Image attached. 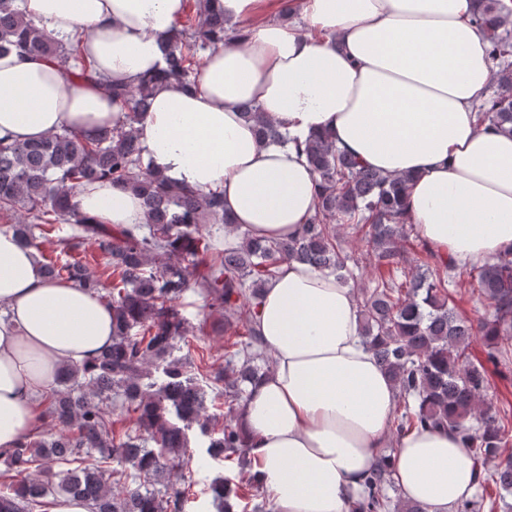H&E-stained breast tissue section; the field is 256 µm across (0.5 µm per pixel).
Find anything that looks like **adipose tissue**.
Wrapping results in <instances>:
<instances>
[{
    "label": "adipose tissue",
    "mask_w": 512,
    "mask_h": 512,
    "mask_svg": "<svg viewBox=\"0 0 512 512\" xmlns=\"http://www.w3.org/2000/svg\"><path fill=\"white\" fill-rule=\"evenodd\" d=\"M269 0H211L238 23L190 82H160L136 124L144 163L170 182L224 192L239 231L297 237L317 189L296 145L330 132L338 149L386 176L409 175L406 211L435 251L466 266L512 249V135L478 120L494 81L473 0H293L298 22L256 16ZM48 35L81 34L80 52L104 83L67 81L56 61L0 57V138L23 143L68 128L86 135L123 122L106 82L137 85L165 67L163 48L186 0H22ZM258 105L288 144L259 141L242 113ZM78 210L105 224H142L130 189L78 190ZM0 448L39 423L38 398L61 368L112 343L97 295L46 279L34 248L0 231ZM254 328L273 363L248 387L239 419L249 470L273 512H347L391 447L404 499L452 512L477 488L478 464L448 430L392 434L394 383L363 339L356 291L328 272L281 263Z\"/></svg>",
    "instance_id": "adipose-tissue-1"
}]
</instances>
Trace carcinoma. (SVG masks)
<instances>
[{
	"label": "carcinoma",
	"instance_id": "cac0c4a2",
	"mask_svg": "<svg viewBox=\"0 0 512 512\" xmlns=\"http://www.w3.org/2000/svg\"><path fill=\"white\" fill-rule=\"evenodd\" d=\"M22 0H0V54L50 57L70 80H98L74 43L47 35L25 18ZM474 21L486 34L496 61L497 92L480 106V120L512 135V7L504 0H475ZM224 14L197 0L196 16L179 22L166 52L163 77L190 81L200 51L224 43ZM157 77L127 88L109 84L112 102L126 122L94 137L63 128L36 142L0 141V218L5 229L33 246L36 232H54L59 252L43 260L49 280H64L99 295L112 309V346L89 366L57 374V389L46 399L39 430L15 448L0 451V512H44L46 498L85 500L89 512H185L186 492L177 477L187 464L192 437L205 440L212 457L247 451L237 424L246 384L269 370L253 319L265 283L288 260L336 275L361 292L363 336L394 382L399 405L394 433L423 426L457 431L479 460H494L481 471L476 497L455 512H496L497 500L512 496V412L483 403L488 365L512 360V251L467 273L471 292L489 302V316L475 325L450 306L449 284L462 275L405 222L402 198L410 176H383L336 148L329 136L305 144L304 153L319 193L315 213L300 236L279 242L251 239L240 232L238 247L217 249L203 229L227 228L224 193H201L169 183L143 166L134 123L149 110ZM263 142L286 143L279 127L263 120L259 107L245 105ZM108 180L140 197L147 223L112 225L79 212L73 194ZM72 233L63 235L64 225ZM359 229L371 258V285L358 280L359 261L344 247L337 227ZM420 248L410 262L402 243ZM93 242L104 260L102 275L76 258ZM203 262H198L199 256ZM192 287L205 295L209 332L224 337V364L173 356L179 339L193 331L180 299ZM481 336L485 359L472 354ZM224 396L227 411L208 412L207 393ZM133 414L134 427L116 433L108 408L115 402ZM63 460L64 473L43 472V462ZM391 455L381 457L366 477L367 494L350 512H428L427 507L392 500ZM495 486L498 499L487 495ZM210 491L219 512H264L240 486L221 477Z\"/></svg>",
	"mask_w": 512,
	"mask_h": 512
}]
</instances>
